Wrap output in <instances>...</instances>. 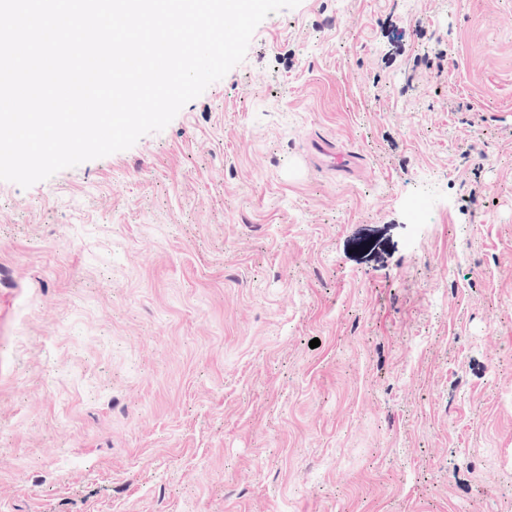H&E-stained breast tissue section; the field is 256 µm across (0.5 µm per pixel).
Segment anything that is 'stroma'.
Returning <instances> with one entry per match:
<instances>
[{
  "instance_id": "1",
  "label": "stroma",
  "mask_w": 512,
  "mask_h": 512,
  "mask_svg": "<svg viewBox=\"0 0 512 512\" xmlns=\"http://www.w3.org/2000/svg\"><path fill=\"white\" fill-rule=\"evenodd\" d=\"M509 484L512 0H301L162 131L0 180V512Z\"/></svg>"
}]
</instances>
